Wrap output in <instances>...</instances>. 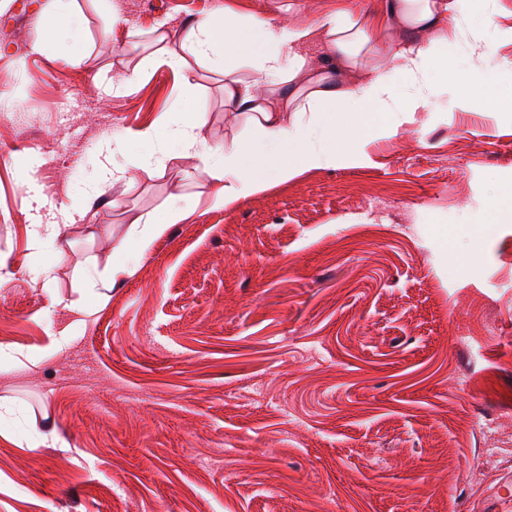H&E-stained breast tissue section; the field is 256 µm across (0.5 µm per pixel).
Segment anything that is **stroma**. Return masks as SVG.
I'll list each match as a JSON object with an SVG mask.
<instances>
[{
	"instance_id": "stroma-1",
	"label": "stroma",
	"mask_w": 512,
	"mask_h": 512,
	"mask_svg": "<svg viewBox=\"0 0 512 512\" xmlns=\"http://www.w3.org/2000/svg\"><path fill=\"white\" fill-rule=\"evenodd\" d=\"M381 4L71 0L56 31L53 0H0V143L37 142L0 156V512H492L512 484V112L440 96L366 164L227 208L173 152L99 184L105 140L135 158L138 132L180 120L156 59L189 22L315 28ZM472 25L487 53L460 40L449 62L512 99V0ZM186 62L221 145L224 76ZM173 205L187 218L149 251L119 250Z\"/></svg>"
}]
</instances>
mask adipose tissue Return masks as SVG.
<instances>
[{
	"label": "adipose tissue",
	"instance_id": "ef3b65f1",
	"mask_svg": "<svg viewBox=\"0 0 512 512\" xmlns=\"http://www.w3.org/2000/svg\"><path fill=\"white\" fill-rule=\"evenodd\" d=\"M485 0H383L382 9L369 23L331 15L320 30L296 24L259 21L227 27L215 13L190 22L179 48L164 49L159 64L182 75L183 122L168 138L181 156L195 159L197 172L207 175L215 188L211 208H226L264 191L269 182H288L307 170L364 165L368 137L393 135L397 117L405 112H429L435 97L455 91L460 103L498 109L494 99L482 95L481 71L468 78L449 69L438 51L445 43L463 37L454 24L442 28L448 12L479 16ZM401 31L392 41V31ZM323 33L331 50V67L313 71L305 53L316 33ZM239 51L253 69L252 78L235 76L224 66L226 49ZM205 60L224 73V101L241 131L212 147L196 130L202 113L192 105L195 88L185 74V54ZM398 64L410 92L398 97L386 68ZM350 131L348 147L336 145V125ZM291 157H283L286 145Z\"/></svg>",
	"mask_w": 512,
	"mask_h": 512
}]
</instances>
